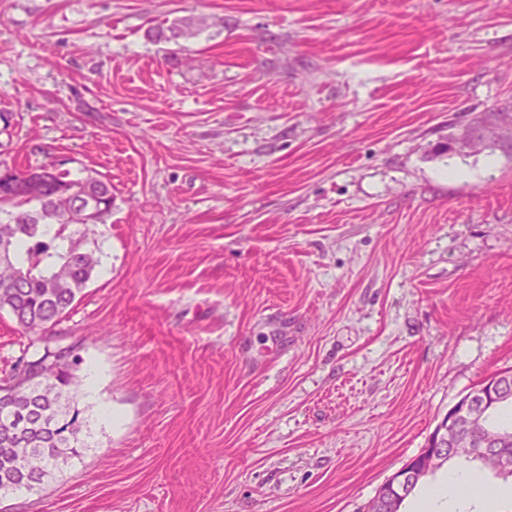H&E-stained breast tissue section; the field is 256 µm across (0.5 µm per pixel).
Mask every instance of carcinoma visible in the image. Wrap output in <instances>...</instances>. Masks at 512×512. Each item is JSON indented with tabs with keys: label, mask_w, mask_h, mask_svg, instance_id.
Masks as SVG:
<instances>
[{
	"label": "carcinoma",
	"mask_w": 512,
	"mask_h": 512,
	"mask_svg": "<svg viewBox=\"0 0 512 512\" xmlns=\"http://www.w3.org/2000/svg\"><path fill=\"white\" fill-rule=\"evenodd\" d=\"M208 27L206 19L179 18L156 31L157 40L177 41L196 37ZM30 170H15L0 178V239L8 238L12 262L0 264V310H7L24 332L42 343L31 356L21 357L13 366L25 365L27 389L20 397L22 412L14 416L12 425L24 426L8 450H0V495L42 490L54 477L59 465L81 457L86 447L82 438L83 421L76 406L80 381L77 376L82 357L79 346H63L47 337L81 298L88 281L100 266V257L64 235L72 224H81L79 211L64 210L54 202L60 190L72 192V206L82 203L96 210L98 223L112 212V183L88 170L83 176L71 177L62 170L50 175L43 189L34 196L23 195L13 184L24 179ZM512 430V402L503 403L480 426L482 439L491 442L500 431ZM463 459L479 462L481 468L504 480L512 473L498 470L497 464L478 453L454 455L436 465ZM32 477L27 486L14 481L18 470Z\"/></svg>",
	"instance_id": "cac0c4a2"
}]
</instances>
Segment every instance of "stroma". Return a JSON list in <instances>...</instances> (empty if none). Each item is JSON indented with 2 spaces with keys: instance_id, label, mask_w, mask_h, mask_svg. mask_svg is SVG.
I'll return each instance as SVG.
<instances>
[{
  "instance_id": "obj_1",
  "label": "stroma",
  "mask_w": 512,
  "mask_h": 512,
  "mask_svg": "<svg viewBox=\"0 0 512 512\" xmlns=\"http://www.w3.org/2000/svg\"><path fill=\"white\" fill-rule=\"evenodd\" d=\"M509 103L512 0H0V164L115 194L56 327L86 446L0 507L362 512L512 369V152L443 149ZM209 27L205 18H179L175 19L166 28H158L155 37L161 41H177L179 39L195 38L201 30Z\"/></svg>"
}]
</instances>
